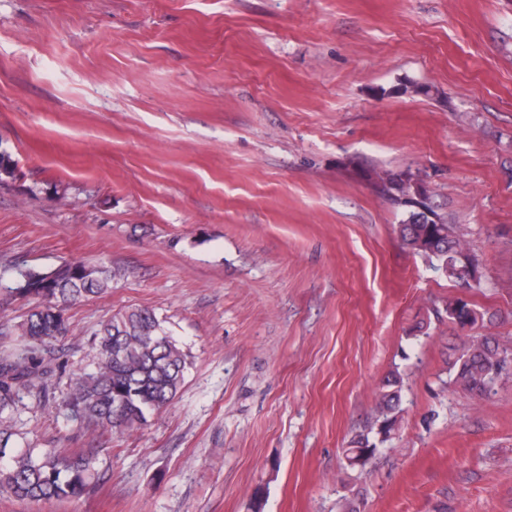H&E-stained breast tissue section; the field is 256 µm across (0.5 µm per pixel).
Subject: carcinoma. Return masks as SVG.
<instances>
[{
	"mask_svg": "<svg viewBox=\"0 0 512 512\" xmlns=\"http://www.w3.org/2000/svg\"><path fill=\"white\" fill-rule=\"evenodd\" d=\"M403 206L407 208V217L399 224L403 244L436 261L437 269L462 285L469 271L461 267L458 255L468 248L457 227L436 213L432 223L416 224L417 209L407 202ZM113 277L108 266L80 261L50 269L16 267L10 292L35 301V306L19 324L24 348L0 358V416L13 411L25 392L35 389L37 395H46L48 379L60 368L54 342L71 326L67 308L83 298L106 294ZM446 311L448 320L461 329L484 321V314L463 298L448 300ZM93 344L95 369L77 378L62 401L67 416L104 434L143 425L148 416L168 407L183 382L186 358L154 310L118 311L101 325ZM508 359L512 360V349L500 346L492 336H480L454 357L453 381L478 397H488ZM401 400V379H387L379 393L378 434L387 437L394 430ZM12 437L8 430H0V495L22 501H69L80 498L100 479L95 448L63 454L56 448L17 443ZM378 451L369 436L359 434L345 453L354 468L366 466Z\"/></svg>",
	"mask_w": 512,
	"mask_h": 512,
	"instance_id": "cac0c4a2",
	"label": "carcinoma"
}]
</instances>
